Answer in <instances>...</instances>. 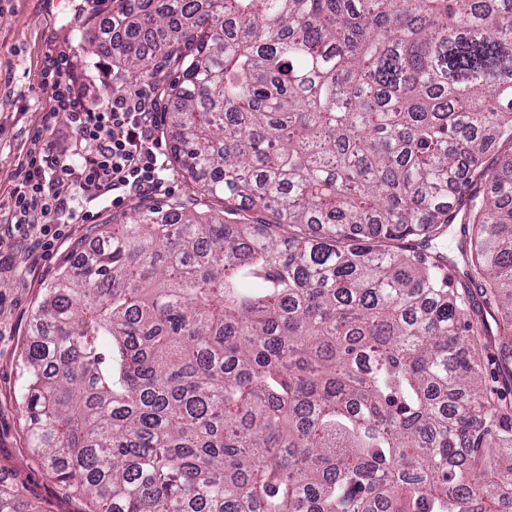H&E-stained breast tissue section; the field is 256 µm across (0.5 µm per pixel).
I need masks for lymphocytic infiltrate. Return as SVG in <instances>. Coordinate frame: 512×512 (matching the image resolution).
<instances>
[{"label": "lymphocytic infiltrate", "instance_id": "1", "mask_svg": "<svg viewBox=\"0 0 512 512\" xmlns=\"http://www.w3.org/2000/svg\"><path fill=\"white\" fill-rule=\"evenodd\" d=\"M49 85L54 111L67 116L79 148L66 156L34 145L11 194L15 228L34 232L47 249L79 218L77 205L86 192L119 205L161 189L167 166L161 98L111 87L105 79L87 84L59 71Z\"/></svg>", "mask_w": 512, "mask_h": 512}]
</instances>
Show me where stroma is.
I'll return each mask as SVG.
<instances>
[{
    "mask_svg": "<svg viewBox=\"0 0 512 512\" xmlns=\"http://www.w3.org/2000/svg\"><path fill=\"white\" fill-rule=\"evenodd\" d=\"M84 0H0V484L12 488L30 512H84L85 504L51 480L29 448L22 410V353L32 318L59 272L73 263L79 244L89 243L95 225L131 213L139 197L120 207L91 203L94 218L67 225L55 247L45 251L13 233L11 193L35 138L54 153L70 155L74 134L53 113L44 72L51 62L74 72L108 70L113 85L140 83L113 67L111 59L78 53L73 30L94 18Z\"/></svg>",
    "mask_w": 512,
    "mask_h": 512,
    "instance_id": "obj_1",
    "label": "stroma"
}]
</instances>
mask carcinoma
<instances>
[{"mask_svg": "<svg viewBox=\"0 0 512 512\" xmlns=\"http://www.w3.org/2000/svg\"><path fill=\"white\" fill-rule=\"evenodd\" d=\"M196 195L47 289L33 453L89 512H506L512 5L112 0ZM510 150L491 164V145ZM459 225L455 263L432 251Z\"/></svg>", "mask_w": 512, "mask_h": 512, "instance_id": "cac0c4a2", "label": "carcinoma"}]
</instances>
